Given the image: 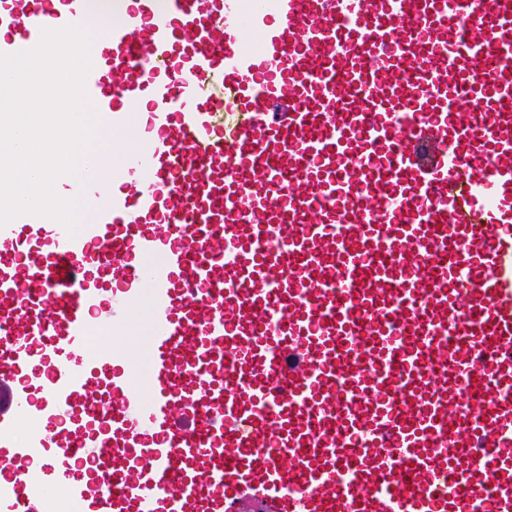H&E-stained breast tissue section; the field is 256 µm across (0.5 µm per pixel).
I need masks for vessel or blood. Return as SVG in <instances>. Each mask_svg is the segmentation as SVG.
<instances>
[{
  "instance_id": "obj_1",
  "label": "vessel or blood",
  "mask_w": 512,
  "mask_h": 512,
  "mask_svg": "<svg viewBox=\"0 0 512 512\" xmlns=\"http://www.w3.org/2000/svg\"><path fill=\"white\" fill-rule=\"evenodd\" d=\"M112 13L0 0V53L90 29L112 151L0 228V512L90 460L77 512H512V0ZM140 311L139 383L87 341Z\"/></svg>"
}]
</instances>
